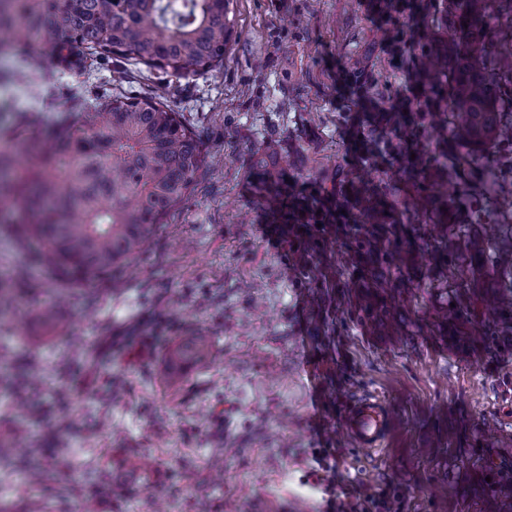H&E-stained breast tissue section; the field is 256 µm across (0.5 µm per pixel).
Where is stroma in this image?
<instances>
[{
    "mask_svg": "<svg viewBox=\"0 0 512 512\" xmlns=\"http://www.w3.org/2000/svg\"><path fill=\"white\" fill-rule=\"evenodd\" d=\"M426 2L368 12L364 0H233L222 67L161 86L123 74L127 93L163 95L206 154L145 251L62 299L39 266L17 276L21 257L0 239V284L18 306L0 359L30 360L42 379L26 400L0 387V439L22 424L50 449L52 512H328L329 481L393 495L399 512H491L489 479L512 466V341L488 354L429 332L435 304L453 296L428 263L400 299L407 337L376 335L349 301L358 270L336 261L363 239L358 220L336 222L337 193L359 179L381 186L400 222H423L382 111L421 96L407 42L441 18ZM15 66L0 52L8 129L23 117L48 129L75 94L112 86L108 68L64 72L46 105L32 78L54 70V48L25 75ZM270 139L277 153L259 154ZM474 206L512 224L495 196L472 202L449 184L450 246L463 245ZM49 303L59 325L48 331ZM199 326L211 358L171 367L168 350ZM117 372L125 398L104 404ZM372 394L394 417L381 454L338 431L349 402ZM101 480L116 495H99Z\"/></svg>",
    "mask_w": 512,
    "mask_h": 512,
    "instance_id": "35a3bbf8",
    "label": "stroma"
}]
</instances>
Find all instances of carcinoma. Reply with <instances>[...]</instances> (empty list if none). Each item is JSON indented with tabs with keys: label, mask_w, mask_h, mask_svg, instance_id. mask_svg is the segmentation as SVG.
Segmentation results:
<instances>
[{
	"label": "carcinoma",
	"mask_w": 512,
	"mask_h": 512,
	"mask_svg": "<svg viewBox=\"0 0 512 512\" xmlns=\"http://www.w3.org/2000/svg\"><path fill=\"white\" fill-rule=\"evenodd\" d=\"M230 0H0V52L25 55L52 44L65 70H79L87 57L126 66H145L165 84L186 72L208 71L224 58L232 38ZM446 23L413 35L411 48L422 58L424 97L419 110L431 119L438 159L465 150L473 155L490 145L512 146V57L500 61L498 45L512 44V0H445ZM503 20L498 35L488 20ZM404 140L422 136L414 116L391 115ZM28 165L10 174L0 155V201L19 204L18 224L0 225L13 247L66 285L89 284L124 267L144 251L163 220L193 191L206 165L198 134L179 119L163 97H131L120 88L82 99L53 130L25 127ZM403 173L415 183L414 206L432 226L448 232V178L452 170L430 172L420 157L406 156ZM493 185L485 164L475 161L461 178V191L475 196ZM381 188L366 185L341 208H358L370 225L363 240L365 284L354 305L384 336H400L404 316L382 303L387 292L411 282L410 233L384 216L377 204ZM483 232L468 235L453 255L434 257V266L456 281V308L437 315L440 325L458 320L473 302L512 314V246L497 254L492 268L483 261ZM401 272L393 284L391 269ZM211 354L205 332L169 350L172 364L201 362ZM13 457L0 442V470L19 464L48 478L40 461L45 449L32 441Z\"/></svg>",
	"instance_id": "1"
}]
</instances>
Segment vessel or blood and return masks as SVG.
<instances>
[{
	"mask_svg": "<svg viewBox=\"0 0 512 512\" xmlns=\"http://www.w3.org/2000/svg\"><path fill=\"white\" fill-rule=\"evenodd\" d=\"M393 427L388 404L380 397L367 395L353 401L343 417L346 437L357 447L381 451Z\"/></svg>",
	"mask_w": 512,
	"mask_h": 512,
	"instance_id": "1",
	"label": "vessel or blood"
}]
</instances>
